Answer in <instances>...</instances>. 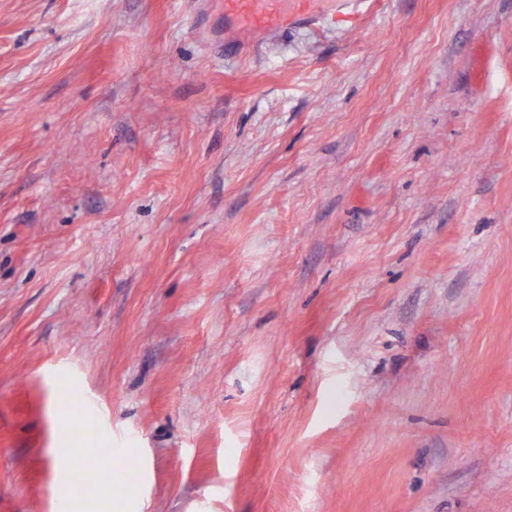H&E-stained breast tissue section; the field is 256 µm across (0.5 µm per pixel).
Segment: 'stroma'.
<instances>
[{
	"instance_id": "35a3bbf8",
	"label": "stroma",
	"mask_w": 512,
	"mask_h": 512,
	"mask_svg": "<svg viewBox=\"0 0 512 512\" xmlns=\"http://www.w3.org/2000/svg\"><path fill=\"white\" fill-rule=\"evenodd\" d=\"M0 0V512H512V0ZM315 3L290 1L288 8V0H224V47L246 51L283 28L313 25L320 19Z\"/></svg>"
}]
</instances>
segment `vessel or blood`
Instances as JSON below:
<instances>
[{
    "instance_id": "vessel-or-blood-1",
    "label": "vessel or blood",
    "mask_w": 512,
    "mask_h": 512,
    "mask_svg": "<svg viewBox=\"0 0 512 512\" xmlns=\"http://www.w3.org/2000/svg\"><path fill=\"white\" fill-rule=\"evenodd\" d=\"M319 19L310 0H224V46L245 50L288 27L310 26Z\"/></svg>"
}]
</instances>
